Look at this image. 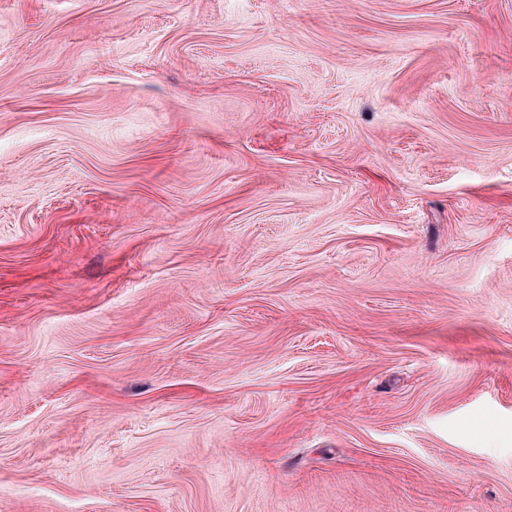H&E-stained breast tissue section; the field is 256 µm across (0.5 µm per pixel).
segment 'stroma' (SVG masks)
Returning a JSON list of instances; mask_svg holds the SVG:
<instances>
[{
	"mask_svg": "<svg viewBox=\"0 0 512 512\" xmlns=\"http://www.w3.org/2000/svg\"><path fill=\"white\" fill-rule=\"evenodd\" d=\"M0 512H512V0H0Z\"/></svg>",
	"mask_w": 512,
	"mask_h": 512,
	"instance_id": "obj_1",
	"label": "stroma"
}]
</instances>
